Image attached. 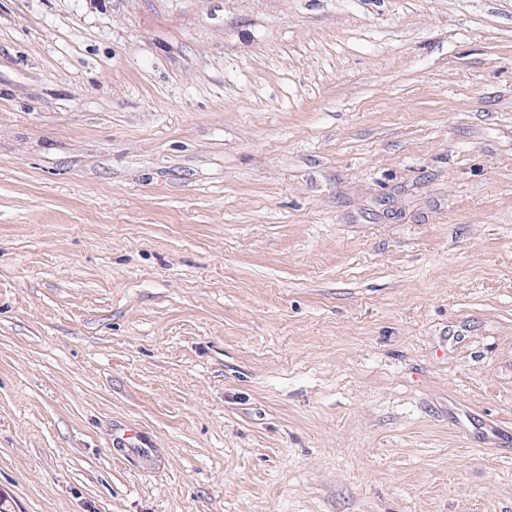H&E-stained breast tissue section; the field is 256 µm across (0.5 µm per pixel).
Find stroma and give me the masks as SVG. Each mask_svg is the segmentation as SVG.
Segmentation results:
<instances>
[{
    "instance_id": "35a3bbf8",
    "label": "stroma",
    "mask_w": 512,
    "mask_h": 512,
    "mask_svg": "<svg viewBox=\"0 0 512 512\" xmlns=\"http://www.w3.org/2000/svg\"><path fill=\"white\" fill-rule=\"evenodd\" d=\"M0 512H512V0H0Z\"/></svg>"
}]
</instances>
